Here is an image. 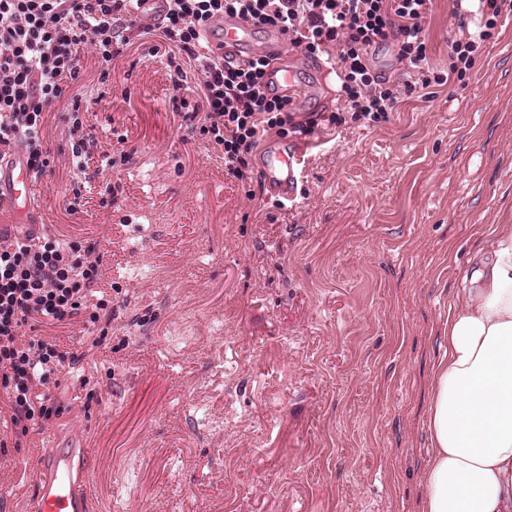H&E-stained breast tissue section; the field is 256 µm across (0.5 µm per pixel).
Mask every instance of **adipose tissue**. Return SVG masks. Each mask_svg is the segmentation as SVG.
Segmentation results:
<instances>
[{"label": "adipose tissue", "instance_id": "obj_1", "mask_svg": "<svg viewBox=\"0 0 512 512\" xmlns=\"http://www.w3.org/2000/svg\"><path fill=\"white\" fill-rule=\"evenodd\" d=\"M448 310L427 415L433 453L422 512H512V225Z\"/></svg>", "mask_w": 512, "mask_h": 512}]
</instances>
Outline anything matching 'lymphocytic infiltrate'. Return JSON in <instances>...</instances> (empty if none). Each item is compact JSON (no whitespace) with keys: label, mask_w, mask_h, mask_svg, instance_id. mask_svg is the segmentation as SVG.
Instances as JSON below:
<instances>
[{"label":"lymphocytic infiltrate","mask_w":512,"mask_h":512,"mask_svg":"<svg viewBox=\"0 0 512 512\" xmlns=\"http://www.w3.org/2000/svg\"><path fill=\"white\" fill-rule=\"evenodd\" d=\"M143 2L0 0L1 161L22 149L29 168L45 172L55 158L44 146L43 115L78 79L80 49L97 56L105 82L113 60L133 39L151 36L168 49L173 113L222 150L228 176L243 180L266 133L289 125L307 134L319 118L294 122L290 98L270 80L269 57L224 64L204 42L210 20L238 16L258 29L286 33L306 56L326 54L345 111L352 121L371 125L388 121L403 98L464 83L485 43L497 36L502 14L512 12V0H481L478 30L449 38L448 69L439 73L429 65L424 35L431 0H166V13L155 21L143 14ZM388 44L396 46L405 68L398 81L370 60L372 49ZM192 72L199 80L194 96L188 93ZM101 263L91 242L35 233L15 240L0 236V393L8 398L12 426L11 440H0V454L8 444L22 446L35 424L61 416L50 384L65 364L82 360L42 339L21 340L22 329L37 318L50 326L83 315L94 324L111 323L106 302L93 311L86 305Z\"/></svg>","instance_id":"f902f5d3"}]
</instances>
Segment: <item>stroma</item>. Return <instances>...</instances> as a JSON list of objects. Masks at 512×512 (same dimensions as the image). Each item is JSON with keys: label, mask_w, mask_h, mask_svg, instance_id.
Wrapping results in <instances>:
<instances>
[{"label": "stroma", "mask_w": 512, "mask_h": 512, "mask_svg": "<svg viewBox=\"0 0 512 512\" xmlns=\"http://www.w3.org/2000/svg\"><path fill=\"white\" fill-rule=\"evenodd\" d=\"M477 9L432 0V67ZM498 30L466 86L427 88L384 123L320 126L281 209L261 153L237 180L182 127L158 39L113 61L104 94L82 51L97 148L77 174L68 102L50 107L36 221L97 244L113 320L107 348L52 388L61 417L0 457V512H30L42 455L71 437L91 451L93 512H421L448 309L491 229L512 225V14ZM285 55L295 121L334 112L335 81ZM116 149L129 161L102 170Z\"/></svg>", "instance_id": "35a3bbf8"}]
</instances>
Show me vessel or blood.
<instances>
[{"mask_svg": "<svg viewBox=\"0 0 512 512\" xmlns=\"http://www.w3.org/2000/svg\"><path fill=\"white\" fill-rule=\"evenodd\" d=\"M254 28L237 19H225L222 31L208 35L207 40L216 55L231 60L252 50ZM304 149L293 152L266 148L263 170L274 193L287 201H295L301 174L298 167ZM33 174L23 159H14L8 167L0 168V207L8 208L12 224L25 228L33 224L36 205L32 196ZM88 449L71 446L51 448L42 456L31 512H92L87 493Z\"/></svg>", "mask_w": 512, "mask_h": 512, "instance_id": "1", "label": "vessel or blood"}]
</instances>
